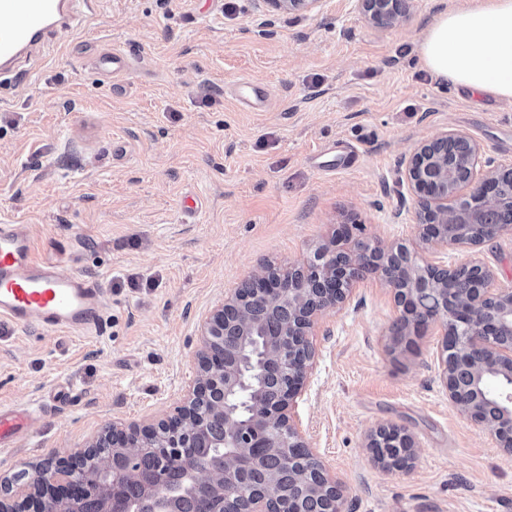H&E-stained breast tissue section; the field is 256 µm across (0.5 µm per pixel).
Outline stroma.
I'll list each match as a JSON object with an SVG mask.
<instances>
[{
  "label": "stroma",
  "instance_id": "stroma-1",
  "mask_svg": "<svg viewBox=\"0 0 512 512\" xmlns=\"http://www.w3.org/2000/svg\"><path fill=\"white\" fill-rule=\"evenodd\" d=\"M461 0H412L391 28L355 0L285 14L266 0H99L0 87V220L31 228L39 260L96 281L89 335L0 320V409L33 410L30 439L0 449V476L66 458L109 422L158 418L194 375L198 325L229 288L270 263L312 256L341 224L385 244L419 236L404 160L443 132L512 168V102L434 79L417 48ZM129 54L123 93L91 66ZM268 85L264 111L233 85ZM353 148L351 167L316 168ZM477 256L512 288V229ZM392 295L367 275L315 328L317 367L295 407L308 443L346 487V512H512V455L452 406L438 330L391 348ZM395 424L421 447L406 474L375 465L367 432Z\"/></svg>",
  "mask_w": 512,
  "mask_h": 512
}]
</instances>
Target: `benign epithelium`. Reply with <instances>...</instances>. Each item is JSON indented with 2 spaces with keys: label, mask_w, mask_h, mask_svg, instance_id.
<instances>
[{
  "label": "benign epithelium",
  "mask_w": 512,
  "mask_h": 512,
  "mask_svg": "<svg viewBox=\"0 0 512 512\" xmlns=\"http://www.w3.org/2000/svg\"><path fill=\"white\" fill-rule=\"evenodd\" d=\"M284 13L312 10L320 0H265ZM371 24L391 28L406 13L407 0H356ZM417 202L422 232L415 247L383 245L350 224L296 265L268 264L262 273L229 289L200 323L194 379L181 405L149 423H112L68 458L32 465L33 477L18 484L0 478V512H180L181 499L195 495L207 512H344L345 487L310 448L293 419L297 399L316 367L313 329L327 311L339 310L353 288L376 274L391 290L399 316L395 346L437 324L442 329L440 382L453 406L512 454V289L495 286L494 274L472 260L437 265L427 255L448 246L473 248L502 227L481 233L470 228L491 210L512 212V169H500L482 145L457 132H443L419 144L404 171ZM437 289L438 305L427 309L425 290ZM288 310V323L266 340L251 366L262 380L273 375L277 397L250 396L240 420L228 397L246 388L245 361L230 358L227 346L246 330L242 318ZM365 447L375 465L411 471L419 444L403 428L370 430ZM200 448H224L216 459ZM304 479L284 494L268 476V460Z\"/></svg>",
  "instance_id": "obj_1"
}]
</instances>
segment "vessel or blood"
Listing matches in <instances>:
<instances>
[{"label": "vessel or blood", "instance_id": "1", "mask_svg": "<svg viewBox=\"0 0 512 512\" xmlns=\"http://www.w3.org/2000/svg\"><path fill=\"white\" fill-rule=\"evenodd\" d=\"M97 0H0V79L16 74L17 63L58 34L78 28ZM95 67L116 77L128 71V56L112 50L100 53ZM239 99L258 108L267 97L265 86L249 80L236 86ZM105 308L101 288L88 279L66 276L41 262L23 225H0V318L21 326L35 325L49 334L97 329ZM33 416L25 410L0 412V446L25 440Z\"/></svg>", "mask_w": 512, "mask_h": 512}]
</instances>
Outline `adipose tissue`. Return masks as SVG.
Returning a JSON list of instances; mask_svg holds the SVG:
<instances>
[{"instance_id":"1","label":"adipose tissue","mask_w":512,"mask_h":512,"mask_svg":"<svg viewBox=\"0 0 512 512\" xmlns=\"http://www.w3.org/2000/svg\"><path fill=\"white\" fill-rule=\"evenodd\" d=\"M419 56L437 80L512 101V0H478L436 16Z\"/></svg>"}]
</instances>
